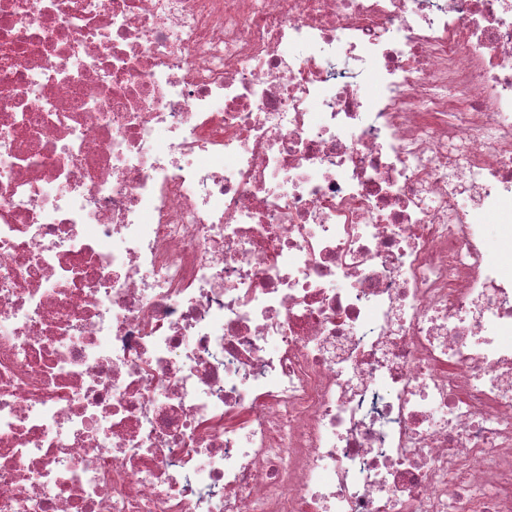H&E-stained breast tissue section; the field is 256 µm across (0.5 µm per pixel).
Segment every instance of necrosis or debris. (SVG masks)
I'll return each instance as SVG.
<instances>
[{
    "label": "necrosis or debris",
    "instance_id": "obj_1",
    "mask_svg": "<svg viewBox=\"0 0 512 512\" xmlns=\"http://www.w3.org/2000/svg\"><path fill=\"white\" fill-rule=\"evenodd\" d=\"M490 233L512 0H0V512H512Z\"/></svg>",
    "mask_w": 512,
    "mask_h": 512
}]
</instances>
